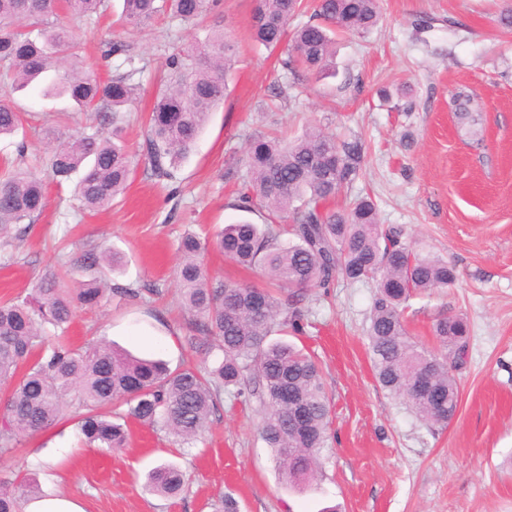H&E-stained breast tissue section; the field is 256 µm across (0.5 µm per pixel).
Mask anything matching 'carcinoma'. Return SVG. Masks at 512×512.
<instances>
[{"label":"carcinoma","mask_w":512,"mask_h":512,"mask_svg":"<svg viewBox=\"0 0 512 512\" xmlns=\"http://www.w3.org/2000/svg\"><path fill=\"white\" fill-rule=\"evenodd\" d=\"M104 0H0V85L20 91L31 85L43 95L68 97L92 112L91 131L61 141L46 159V170L62 184L78 175L73 190L78 212L112 205L124 193L136 162L122 143V111L136 98L133 68L100 82L80 58V50L60 13L90 19ZM208 0H123V17L141 28L166 14L194 24ZM302 0H254V42L277 49L291 36L292 53L282 67L320 72L333 53L336 33H365L379 18L378 0H318L315 21L288 33V22ZM234 66L233 45L224 33L208 31L166 60L148 120L145 159L159 179L175 177L178 163L192 153L210 114L227 90ZM461 126L478 125L471 98L454 100ZM22 117L7 98L0 100V137L16 134ZM362 144L336 142L313 128L293 140L254 137L245 153L249 173L242 207L265 209L288 224V242L279 225L259 227L247 221L228 224L215 234L224 255L244 267L259 266L269 288L236 281H213L201 259L198 236H182L176 280L192 320L186 348L222 359L214 365H181L132 357L105 342L72 347L57 336L46 344L45 330L65 331L77 307H95L107 296L142 299L157 288L111 285L106 271L124 257L109 249L88 251L77 269L83 281L49 273L14 301L0 304V391L7 399L0 414V453L13 452L23 437L45 431L68 411L78 414L80 431L92 448L125 445L131 417L156 427L180 445L196 443L225 391L247 394L262 407L260 434L276 461L280 483L305 490L315 480L320 449L326 447L330 405L321 370L313 356L286 341H268L277 328H300V304L313 288H326L333 277L371 281L374 294L367 329L372 362L380 386L403 397L424 421L445 426L459 406L452 369L463 363L469 328L463 317L436 321L434 336L446 354L414 342L402 314L411 297L457 280L447 261L424 255L401 242L400 232L377 223L369 197L346 211L322 205L359 176ZM44 208L42 181L16 168L0 177V236L18 224H32ZM155 492L174 497L185 475L160 466L148 475ZM18 489L0 480V512H18Z\"/></svg>","instance_id":"1"}]
</instances>
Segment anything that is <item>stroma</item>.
<instances>
[{
	"label": "stroma",
	"mask_w": 512,
	"mask_h": 512,
	"mask_svg": "<svg viewBox=\"0 0 512 512\" xmlns=\"http://www.w3.org/2000/svg\"><path fill=\"white\" fill-rule=\"evenodd\" d=\"M379 3L380 21L368 34L337 35L326 76L296 79L280 65L284 49L269 52L251 40L252 0H219L200 26L224 31L236 63L196 150L171 181L156 180L139 162L126 191L92 214L73 211L70 184L49 183L43 214L19 225L17 239L0 249V302L24 294L46 271L65 272L85 252L110 248L125 257L115 282L158 293L144 303L112 298L77 312L71 343L102 339L173 367L199 362L181 345L189 319L174 275L181 237L267 222V211L239 206L250 135L294 138L319 128L365 147L359 177L330 208L371 196L379 224L400 229L404 243L457 271L453 286L412 297L404 312L409 336L435 353L442 350L431 334L438 317L457 314L470 325L465 361L453 371L455 417L430 426L379 386L366 338L373 288L339 274L328 290L309 292L302 330L287 336L318 358L331 400V437L313 490L279 484L258 432L259 404L230 393L194 447L133 422L124 448H90L69 419L0 454V479L34 477L42 490L77 498L85 512H213L227 493L240 512H512V28L500 23L512 0ZM122 5L106 0L103 13L66 23L101 79L138 68L141 88L123 123L125 143L138 154L156 77L195 28L161 16L133 29L120 20ZM106 42L129 46V55L102 58ZM282 83L286 98L267 96ZM461 92L474 99L479 141L455 118L452 99ZM11 100L23 115V136L0 140V166L16 160L18 141L26 142L31 165L52 148L46 129L75 134L86 125L68 99L28 89ZM164 463L187 475L174 499L145 483Z\"/></svg>",
	"instance_id": "35a3bbf8"
}]
</instances>
